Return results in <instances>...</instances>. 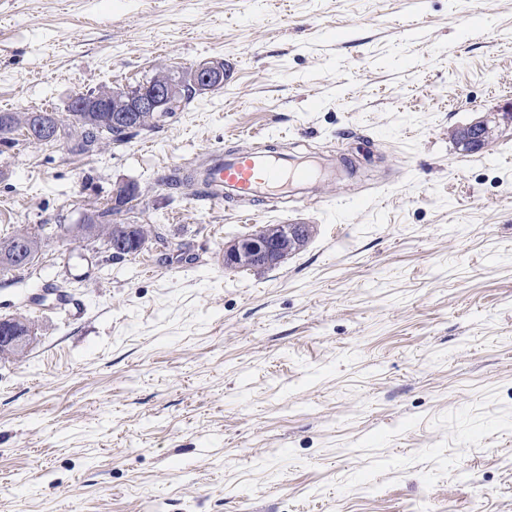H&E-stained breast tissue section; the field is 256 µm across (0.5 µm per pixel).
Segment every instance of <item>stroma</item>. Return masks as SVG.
<instances>
[{"instance_id": "1", "label": "stroma", "mask_w": 512, "mask_h": 512, "mask_svg": "<svg viewBox=\"0 0 512 512\" xmlns=\"http://www.w3.org/2000/svg\"><path fill=\"white\" fill-rule=\"evenodd\" d=\"M216 59L231 83L126 143L0 144V238L133 182L113 223L185 245L53 233L0 271L35 336L0 358V512H512V125L451 137L512 111V0H0V112ZM268 146L354 173L285 209L161 181ZM291 222L278 268L220 265ZM490 122H494V126H491ZM496 126V120L493 121L487 118L476 120L463 129L460 136L461 142L462 144L467 143L474 150L481 149L495 132Z\"/></svg>"}]
</instances>
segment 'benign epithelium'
<instances>
[{
  "label": "benign epithelium",
  "mask_w": 512,
  "mask_h": 512,
  "mask_svg": "<svg viewBox=\"0 0 512 512\" xmlns=\"http://www.w3.org/2000/svg\"><path fill=\"white\" fill-rule=\"evenodd\" d=\"M223 73L219 61L204 62L191 70L174 75L161 70L149 81L136 87L101 86L94 93L75 95L70 104L75 112H104V120L120 129L138 130L145 121L159 118L168 111L189 86L202 95L219 84ZM24 135L35 142H51L57 139L58 122L54 114L37 112L32 119L19 125ZM495 132L489 119L476 120L461 132V142L477 150L484 146ZM140 195L138 185L119 183L112 191V205L127 206L132 198ZM314 234L311 224H275L266 227L250 237L234 240L224 246V267L226 268H275L289 254L303 248ZM39 237L20 236L12 244V268L25 266L33 257ZM146 240L130 234L114 240L106 247L110 257L119 258L141 251ZM33 339L32 331L23 318L0 320V353L21 356L26 353Z\"/></svg>",
  "instance_id": "7a95c632"
}]
</instances>
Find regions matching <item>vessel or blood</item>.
<instances>
[{
    "label": "vessel or blood",
    "instance_id": "1",
    "mask_svg": "<svg viewBox=\"0 0 512 512\" xmlns=\"http://www.w3.org/2000/svg\"><path fill=\"white\" fill-rule=\"evenodd\" d=\"M206 199L217 205L227 199L301 200L316 190L327 163L294 164L278 155L213 151Z\"/></svg>",
    "mask_w": 512,
    "mask_h": 512
}]
</instances>
